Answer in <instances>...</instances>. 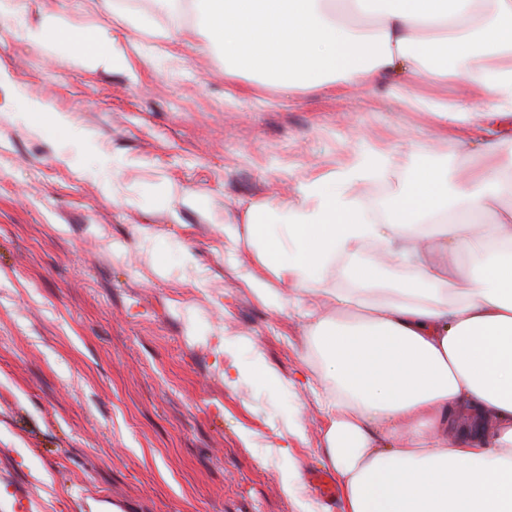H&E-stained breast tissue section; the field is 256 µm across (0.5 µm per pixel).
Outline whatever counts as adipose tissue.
Here are the masks:
<instances>
[{"label": "adipose tissue", "instance_id": "adipose-tissue-1", "mask_svg": "<svg viewBox=\"0 0 512 512\" xmlns=\"http://www.w3.org/2000/svg\"><path fill=\"white\" fill-rule=\"evenodd\" d=\"M202 47L288 89L374 84L457 125L512 117V0H191ZM362 24H355V17ZM471 87L438 94V82ZM485 142L456 182L420 169L414 192L374 224L353 192L369 150L340 190L309 181L300 197L248 213L251 283L303 287L338 270L330 311L304 310L323 362L325 456L342 512H512V154ZM408 268L394 280L385 265ZM466 412L467 426L457 415Z\"/></svg>", "mask_w": 512, "mask_h": 512}]
</instances>
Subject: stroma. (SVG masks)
<instances>
[{"instance_id":"obj_1","label":"stroma","mask_w":512,"mask_h":512,"mask_svg":"<svg viewBox=\"0 0 512 512\" xmlns=\"http://www.w3.org/2000/svg\"><path fill=\"white\" fill-rule=\"evenodd\" d=\"M22 2L0 13V512L18 489L32 512H341L311 481L325 416L305 295L257 297L246 211L313 176L335 188L375 145L393 165L363 201L386 223L419 168L456 170L480 131L437 140L383 82L292 91L193 42L159 56L193 23L172 0ZM62 14L74 39H25ZM89 33L141 53L108 68L78 50Z\"/></svg>"}]
</instances>
